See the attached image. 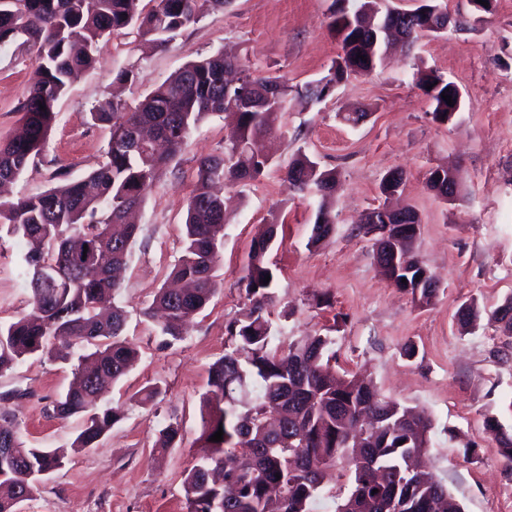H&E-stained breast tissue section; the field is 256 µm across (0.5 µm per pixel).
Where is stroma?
<instances>
[{
  "instance_id": "stroma-1",
  "label": "stroma",
  "mask_w": 512,
  "mask_h": 512,
  "mask_svg": "<svg viewBox=\"0 0 512 512\" xmlns=\"http://www.w3.org/2000/svg\"><path fill=\"white\" fill-rule=\"evenodd\" d=\"M468 24L396 48L367 75H350L318 102H289L282 129L268 142L277 164L257 180L230 182L222 193L230 215L215 269L217 289L191 320L183 339L165 342L143 310L181 254L188 198L200 158L221 152L223 118L204 119L161 179L146 193L121 289L125 340L138 357L112 385L103 404L122 419L93 447L72 442L77 417L52 412L72 379L71 364L35 355L0 376V420L8 419L25 446L62 448L65 466L43 481L17 512H186L183 481L199 449L202 396L209 366L224 353L226 327L246 303L243 276L252 240L277 222L267 253L277 274L272 321L275 341L329 335L338 374L364 372L379 392L425 411L431 419L428 466L464 512H512V467L501 455L499 433L512 435V341L493 311L512 296V0H492L476 18L467 0H440ZM332 0H231L183 29L166 47L141 53L135 34L112 36L99 63L82 71L56 107L42 157L11 187L12 197L35 195L87 175L101 161L108 126L91 112L113 98L135 107L188 61L219 51L248 59L258 72L283 76L292 89L325 76L340 47L329 29ZM135 68V80L116 74ZM433 69L454 81L463 107L454 119H433V105L417 82ZM35 72V51L0 49V141L21 124V103ZM367 112L353 127L341 113ZM339 173L331 213L335 232L309 242L317 214L313 195L288 189L283 171L297 153ZM456 169L461 197L447 203L427 187L431 170ZM403 171L399 202L420 218L416 253L439 290L430 303L414 300L380 271L371 237L357 225L383 203L380 185ZM26 248L0 237V323L29 312L20 276ZM476 303L480 317L459 326L460 309ZM415 348L407 357V348ZM162 393L140 404L145 387ZM495 427H488V420ZM182 439L156 446L168 423Z\"/></svg>"
}]
</instances>
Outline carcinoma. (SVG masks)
<instances>
[{"instance_id": "carcinoma-1", "label": "carcinoma", "mask_w": 512, "mask_h": 512, "mask_svg": "<svg viewBox=\"0 0 512 512\" xmlns=\"http://www.w3.org/2000/svg\"><path fill=\"white\" fill-rule=\"evenodd\" d=\"M141 2L0 0V46L20 41L35 50L38 61L37 79L21 103V128L0 142V186L15 181L42 156L55 103L74 72L99 62L103 41L135 28L146 44L163 46L228 0H153L149 10ZM358 2L347 8L344 0H334L330 28L340 53L327 75L303 89L294 92L282 76L259 74L249 62L221 52L191 60L128 112L112 100L95 107L93 120L110 125L111 138L103 160L88 175L38 195L0 201V233L27 247L23 273L32 305L28 314L0 323V375L37 353L47 351L66 361L74 346L99 341L75 369L72 385L53 402L56 416L82 419L76 447H93L121 419L114 408L94 407V395L124 378L137 356L122 339L126 316L113 304L119 289L113 272L127 263L139 233V225L128 223L129 214L142 205L146 190L192 130L235 106L224 150L198 161L183 253L168 273L185 287L160 289L145 311L151 317L161 312V333L173 340L181 338L187 320L207 306L214 291V265L226 224L224 200L211 191L215 181H251L272 165L263 142L277 129L290 94L320 101L330 84L348 74H368L383 61L389 39L382 30L412 44L431 34V20L448 17L447 7L435 0L411 11L390 8L384 0ZM226 71L247 73L249 94L225 84ZM418 74L419 86L434 104L433 119L447 121L442 94H454L457 85L435 70ZM286 181L293 191L313 186L324 194L336 187V171L300 154ZM276 228L269 225L250 245L243 277L248 303L227 326L224 355L208 369L197 438L203 455L184 480L187 512H311L327 470L339 462L350 489L336 502V512H462L448 489L419 469L429 448L427 418L369 383L336 376L329 362L330 336L272 344L275 274L266 253ZM332 230L323 203L310 242L327 239ZM102 239L97 261L82 265L84 245ZM414 242L411 237L400 242L399 255L411 264L397 274L394 285L426 303L435 289L426 287ZM267 275L270 281L264 284ZM272 406L282 410L274 428L265 416ZM220 428L223 441H211ZM179 438V424L170 423L159 431L157 445L172 448ZM0 448L11 449L8 457L0 456V488L8 489L0 493V512H16L19 497L30 500L38 493L44 471L64 465L58 450L28 448L11 432L0 435Z\"/></svg>"}]
</instances>
